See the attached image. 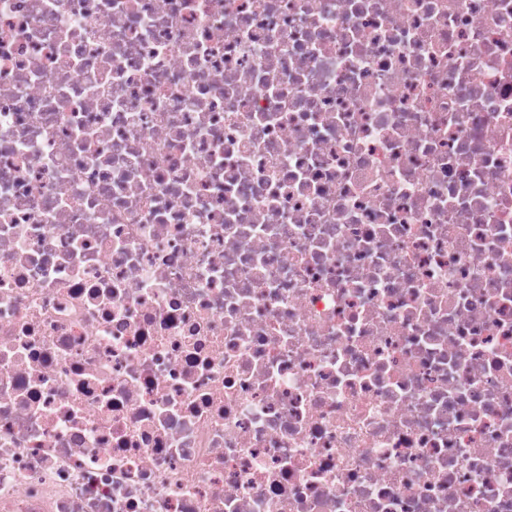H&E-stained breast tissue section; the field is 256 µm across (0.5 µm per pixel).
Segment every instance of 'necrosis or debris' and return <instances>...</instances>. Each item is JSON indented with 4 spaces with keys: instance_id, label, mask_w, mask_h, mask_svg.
Masks as SVG:
<instances>
[{
    "instance_id": "necrosis-or-debris-1",
    "label": "necrosis or debris",
    "mask_w": 512,
    "mask_h": 512,
    "mask_svg": "<svg viewBox=\"0 0 512 512\" xmlns=\"http://www.w3.org/2000/svg\"><path fill=\"white\" fill-rule=\"evenodd\" d=\"M0 512H512V0H0Z\"/></svg>"
}]
</instances>
